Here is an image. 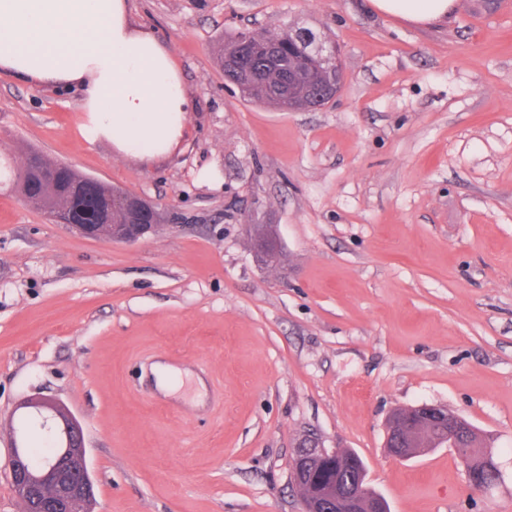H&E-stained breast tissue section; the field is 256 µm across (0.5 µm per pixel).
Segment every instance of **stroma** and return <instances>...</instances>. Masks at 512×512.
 <instances>
[{"label": "stroma", "mask_w": 512, "mask_h": 512, "mask_svg": "<svg viewBox=\"0 0 512 512\" xmlns=\"http://www.w3.org/2000/svg\"><path fill=\"white\" fill-rule=\"evenodd\" d=\"M196 99L151 162L84 140L76 89L0 74V166L29 150L176 211L134 244L50 223L0 180V512L12 411L84 429L90 512H302L305 435L355 451L390 512H512V0L418 27L366 0H131ZM305 27L346 82L313 111L241 97L215 44ZM273 225L260 266L245 225ZM200 376L163 396L152 363ZM442 404L493 443L470 485L451 448H385L393 410Z\"/></svg>", "instance_id": "obj_1"}]
</instances>
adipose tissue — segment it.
<instances>
[{"label":"adipose tissue","mask_w":512,"mask_h":512,"mask_svg":"<svg viewBox=\"0 0 512 512\" xmlns=\"http://www.w3.org/2000/svg\"><path fill=\"white\" fill-rule=\"evenodd\" d=\"M374 11L430 25L455 0H369ZM0 72L75 87L86 141L152 160L189 133L194 98L170 49L135 20L128 0H0Z\"/></svg>","instance_id":"1"}]
</instances>
